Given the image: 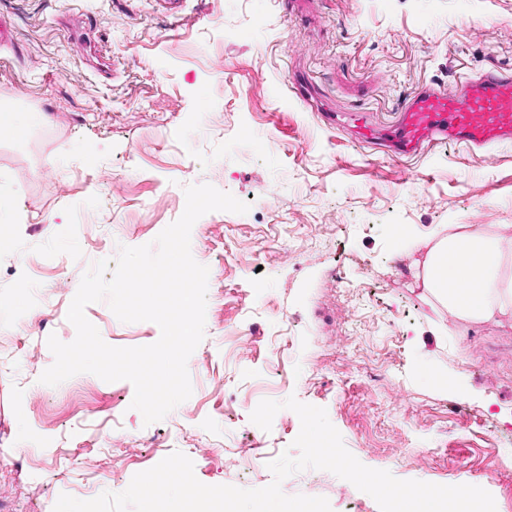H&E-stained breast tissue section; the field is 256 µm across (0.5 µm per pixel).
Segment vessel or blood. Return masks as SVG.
Wrapping results in <instances>:
<instances>
[{
    "label": "vessel or blood",
    "mask_w": 512,
    "mask_h": 512,
    "mask_svg": "<svg viewBox=\"0 0 512 512\" xmlns=\"http://www.w3.org/2000/svg\"><path fill=\"white\" fill-rule=\"evenodd\" d=\"M352 119L361 142L389 143L403 157L446 142L469 149L511 143L512 71L491 67L448 86L422 85L401 107L397 123L384 133L366 113H353Z\"/></svg>",
    "instance_id": "1"
}]
</instances>
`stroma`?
<instances>
[{"label": "stroma", "mask_w": 512, "mask_h": 512, "mask_svg": "<svg viewBox=\"0 0 512 512\" xmlns=\"http://www.w3.org/2000/svg\"><path fill=\"white\" fill-rule=\"evenodd\" d=\"M0 17L14 31L0 104L50 118L23 146L0 143V194L26 214L0 251V512L95 498L175 451L203 484L265 487L301 422L283 409L267 432L250 415L291 396L326 409L365 466L479 486L512 512V327H462L411 271L395 274L389 246L394 224L420 239L512 224V144L398 159L357 144L348 122L363 110L390 126L421 85L512 69V0L463 14L453 0H0ZM202 183L250 209L191 231L209 279L190 398L148 425L128 381L40 383L48 337L76 336L82 275L153 242ZM29 281L43 306L25 323ZM85 315L112 346L160 337L104 301ZM282 490L380 512L324 470Z\"/></svg>", "instance_id": "35a3bbf8"}]
</instances>
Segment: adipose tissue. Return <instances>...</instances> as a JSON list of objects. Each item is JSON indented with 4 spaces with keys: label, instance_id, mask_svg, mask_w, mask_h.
I'll use <instances>...</instances> for the list:
<instances>
[{
    "label": "adipose tissue",
    "instance_id": "ef3b65f1",
    "mask_svg": "<svg viewBox=\"0 0 512 512\" xmlns=\"http://www.w3.org/2000/svg\"><path fill=\"white\" fill-rule=\"evenodd\" d=\"M42 112L0 107V142L21 144L35 126L47 122ZM412 230L394 226L395 256L406 258L417 286L450 317L466 326L493 322L512 326V224H452L434 230L426 250L410 248Z\"/></svg>",
    "mask_w": 512,
    "mask_h": 512
}]
</instances>
